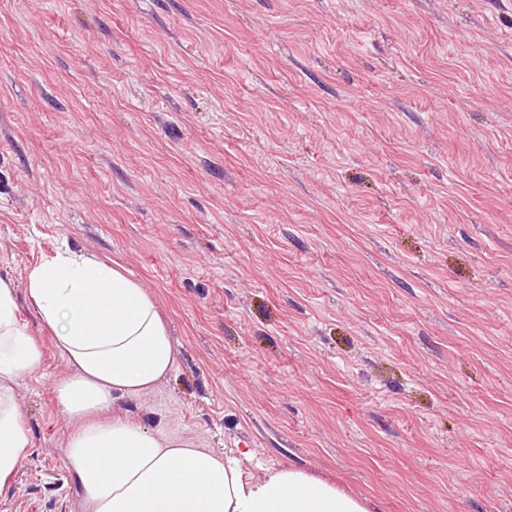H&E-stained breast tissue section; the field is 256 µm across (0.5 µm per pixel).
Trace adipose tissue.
<instances>
[{
  "label": "adipose tissue",
  "instance_id": "ef3b65f1",
  "mask_svg": "<svg viewBox=\"0 0 512 512\" xmlns=\"http://www.w3.org/2000/svg\"><path fill=\"white\" fill-rule=\"evenodd\" d=\"M26 288L67 367L55 394L75 423L66 461L86 512H368L359 498L306 472L248 480L236 458L105 418L116 400L153 390L176 362L159 306L137 280L63 247L29 273ZM41 359L19 323L13 281L0 277V490L31 453L17 388Z\"/></svg>",
  "mask_w": 512,
  "mask_h": 512
}]
</instances>
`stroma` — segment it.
Masks as SVG:
<instances>
[{
    "mask_svg": "<svg viewBox=\"0 0 512 512\" xmlns=\"http://www.w3.org/2000/svg\"><path fill=\"white\" fill-rule=\"evenodd\" d=\"M176 351L113 415L370 512H512V0H0V276L40 343L0 512H84L29 272Z\"/></svg>",
    "mask_w": 512,
    "mask_h": 512,
    "instance_id": "1",
    "label": "stroma"
}]
</instances>
